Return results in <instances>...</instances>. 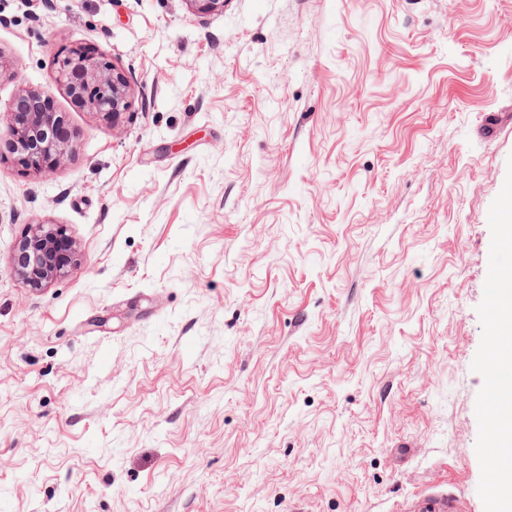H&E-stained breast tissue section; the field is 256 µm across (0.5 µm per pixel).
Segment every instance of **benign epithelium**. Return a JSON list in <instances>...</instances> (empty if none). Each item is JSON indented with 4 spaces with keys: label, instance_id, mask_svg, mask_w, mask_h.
Listing matches in <instances>:
<instances>
[{
    "label": "benign epithelium",
    "instance_id": "obj_1",
    "mask_svg": "<svg viewBox=\"0 0 512 512\" xmlns=\"http://www.w3.org/2000/svg\"><path fill=\"white\" fill-rule=\"evenodd\" d=\"M55 65L58 80L81 106L114 117L129 108V81L115 66L83 49L56 57ZM43 101L40 92L25 91L13 100L5 116L11 129L9 153L30 169L49 172L64 155L67 137L58 135L64 128L63 116L44 111ZM74 253L63 228L39 223L18 242L8 270L29 286L41 288L68 273Z\"/></svg>",
    "mask_w": 512,
    "mask_h": 512
}]
</instances>
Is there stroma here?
I'll list each match as a JSON object with an SVG mask.
<instances>
[{
    "instance_id": "obj_1",
    "label": "stroma",
    "mask_w": 512,
    "mask_h": 512,
    "mask_svg": "<svg viewBox=\"0 0 512 512\" xmlns=\"http://www.w3.org/2000/svg\"><path fill=\"white\" fill-rule=\"evenodd\" d=\"M130 83L88 111L54 59ZM0 512H487L512 496V0H0ZM38 223L75 244L33 288ZM100 57L83 49L58 55L57 78L69 95L92 112L116 117L129 106V81L115 66L102 62ZM43 95L35 90L19 94L5 114L11 129L7 143L9 153L26 167L38 172H49L64 155L67 136L60 137L64 130V118L59 112H46ZM75 248L63 228L35 224L24 236L8 262L10 273L29 286L40 288L68 273L74 262Z\"/></svg>"
}]
</instances>
